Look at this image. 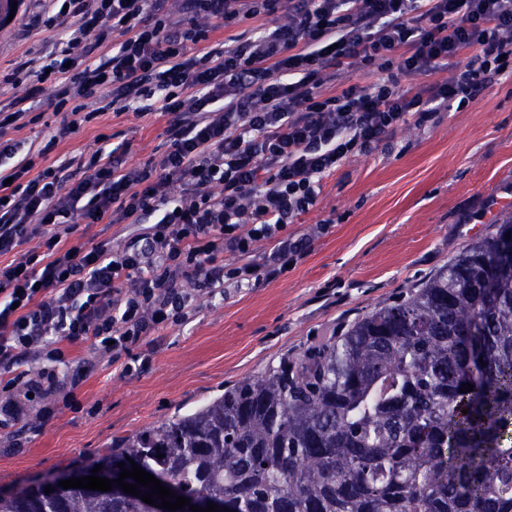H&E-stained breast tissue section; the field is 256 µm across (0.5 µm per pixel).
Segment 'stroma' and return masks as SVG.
<instances>
[{"instance_id": "35a3bbf8", "label": "stroma", "mask_w": 512, "mask_h": 512, "mask_svg": "<svg viewBox=\"0 0 512 512\" xmlns=\"http://www.w3.org/2000/svg\"><path fill=\"white\" fill-rule=\"evenodd\" d=\"M57 33L0 29V76L16 64L38 70L60 51ZM46 85L35 121L22 132L47 141L63 116ZM166 118L126 111L81 122L57 149L87 157L98 137L123 144L127 166H157L169 148ZM512 213V76L498 78L460 112L390 134L326 177L316 205L287 225L302 253L275 279L224 285L223 301L193 295L187 321L133 347L145 371L88 345L77 354L92 373L71 402L43 419L33 408L21 437L0 431V491L85 464L129 436L185 414L225 388L264 375L284 359L339 338L368 312L423 287L463 248Z\"/></svg>"}]
</instances>
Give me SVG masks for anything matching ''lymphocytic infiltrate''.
Returning a JSON list of instances; mask_svg holds the SVG:
<instances>
[{
  "label": "lymphocytic infiltrate",
  "mask_w": 512,
  "mask_h": 512,
  "mask_svg": "<svg viewBox=\"0 0 512 512\" xmlns=\"http://www.w3.org/2000/svg\"><path fill=\"white\" fill-rule=\"evenodd\" d=\"M167 2L52 0L51 13L33 19L60 30L66 46L29 97L50 80L64 103L107 94L116 113L160 111L170 148L155 177L124 166L122 146L105 135L80 171L66 161L36 170V158L75 131L73 120L33 158L0 141V428L25 420L29 403L84 383L91 367L72 347L117 359L182 325L187 276L212 296L228 280L277 276L299 249L283 229L316 204L344 160L408 123L474 103L512 74V0H183L187 16L177 21ZM277 14L282 24L269 26ZM201 17L254 28L246 41L212 44ZM106 23L120 42H87ZM358 64L378 79L344 86ZM445 68L448 80H435ZM214 183L220 193H208ZM76 222L145 230L124 247L88 249L69 240ZM34 238L38 249L16 256ZM266 242L273 252L261 271L247 258ZM228 252L243 264L226 266ZM41 356L51 368H25Z\"/></svg>",
  "instance_id": "obj_1"
}]
</instances>
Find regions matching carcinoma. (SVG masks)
I'll use <instances>...</instances> for the list:
<instances>
[{
    "label": "carcinoma",
    "mask_w": 512,
    "mask_h": 512,
    "mask_svg": "<svg viewBox=\"0 0 512 512\" xmlns=\"http://www.w3.org/2000/svg\"><path fill=\"white\" fill-rule=\"evenodd\" d=\"M508 233L512 216L337 342L138 432L92 465L133 461L183 497L231 512H512ZM463 383L474 391L460 392ZM64 475L0 492V512H151L139 497L65 489Z\"/></svg>",
    "instance_id": "cac0c4a2"
}]
</instances>
